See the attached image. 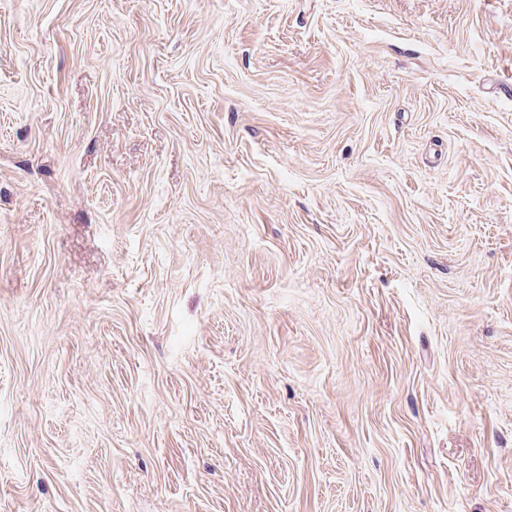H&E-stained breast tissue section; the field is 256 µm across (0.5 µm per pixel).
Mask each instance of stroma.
Here are the masks:
<instances>
[{
	"label": "stroma",
	"instance_id": "obj_1",
	"mask_svg": "<svg viewBox=\"0 0 512 512\" xmlns=\"http://www.w3.org/2000/svg\"><path fill=\"white\" fill-rule=\"evenodd\" d=\"M0 512H512V0H0Z\"/></svg>",
	"mask_w": 512,
	"mask_h": 512
}]
</instances>
